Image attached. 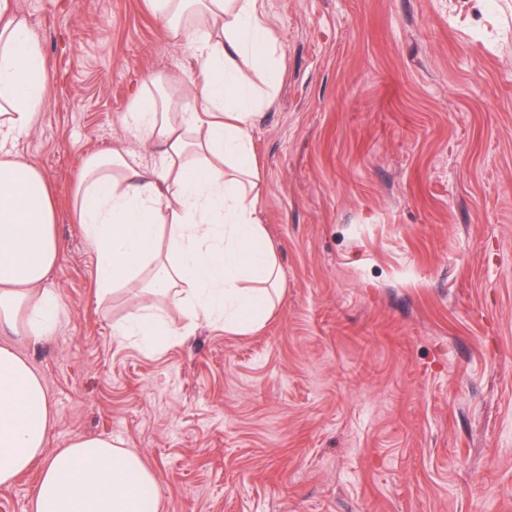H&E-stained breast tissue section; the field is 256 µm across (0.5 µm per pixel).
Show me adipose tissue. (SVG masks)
I'll list each match as a JSON object with an SVG mask.
<instances>
[{"instance_id":"adipose-tissue-1","label":"adipose tissue","mask_w":512,"mask_h":512,"mask_svg":"<svg viewBox=\"0 0 512 512\" xmlns=\"http://www.w3.org/2000/svg\"><path fill=\"white\" fill-rule=\"evenodd\" d=\"M156 8L178 17L172 31L190 41L201 80L190 91L152 76L166 91L130 108L139 152L89 156L75 196L97 253L100 296L123 282L139 290L118 336L152 348L201 323L255 329L275 307L281 272L260 222L252 161L262 100L252 72L262 68L270 86L279 76L263 2L156 0ZM48 84L26 20L0 0V485L37 462L31 512H159L155 478L134 449L77 435L44 455L56 416L40 373L13 342L51 336L62 314L45 286L59 261L54 196L42 172L14 152L37 125ZM169 295L184 324L156 319L153 297Z\"/></svg>"}]
</instances>
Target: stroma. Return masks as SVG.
Instances as JSON below:
<instances>
[{"label":"stroma","instance_id":"35a3bbf8","mask_svg":"<svg viewBox=\"0 0 512 512\" xmlns=\"http://www.w3.org/2000/svg\"><path fill=\"white\" fill-rule=\"evenodd\" d=\"M153 0H14L50 75L16 147L55 198L56 426L139 451L161 512H512V0H264L282 52L252 154L282 303L246 333L119 340L74 217L136 149L153 74L197 80Z\"/></svg>","mask_w":512,"mask_h":512}]
</instances>
